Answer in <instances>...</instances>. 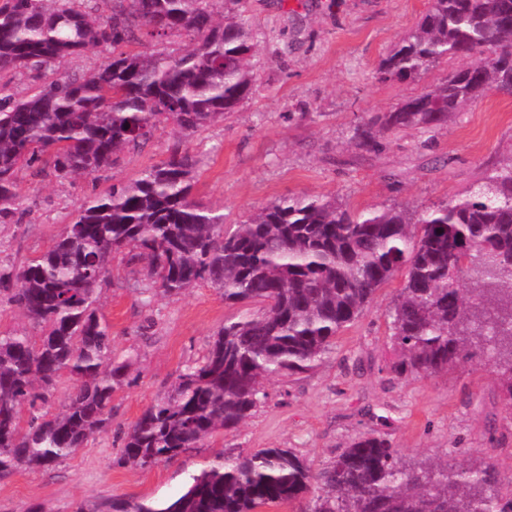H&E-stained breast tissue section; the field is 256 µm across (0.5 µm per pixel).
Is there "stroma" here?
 I'll use <instances>...</instances> for the list:
<instances>
[{
	"instance_id": "35a3bbf8",
	"label": "stroma",
	"mask_w": 512,
	"mask_h": 512,
	"mask_svg": "<svg viewBox=\"0 0 512 512\" xmlns=\"http://www.w3.org/2000/svg\"><path fill=\"white\" fill-rule=\"evenodd\" d=\"M427 0H248L257 81L224 121L189 135L197 160L193 199L220 207L228 223L289 195L336 198L344 206L425 210L464 194L486 171L512 159V94L489 92L455 119L422 134L357 149L354 129L373 112L417 97L463 67L439 62L419 79L379 80L378 69L426 11ZM176 136L160 128L143 147L119 154L91 177L58 179L24 171V213L0 223V262L44 253L92 193L137 179L164 159ZM403 273L379 288L369 309L335 339L313 369L265 380L267 399L231 432L147 469L119 464L129 428L178 375L206 355L211 334L239 307L209 284L146 299L144 262H112L99 308L116 352L129 358L125 385L112 397L99 433L55 468L0 478V512H74L105 498L167 500L216 454L291 448L315 466L332 463L368 432L388 439L403 465L448 462L492 466L512 479V410L493 359L440 374L394 377L400 357L389 312Z\"/></svg>"
}]
</instances>
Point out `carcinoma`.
<instances>
[{
	"instance_id": "1",
	"label": "carcinoma",
	"mask_w": 512,
	"mask_h": 512,
	"mask_svg": "<svg viewBox=\"0 0 512 512\" xmlns=\"http://www.w3.org/2000/svg\"><path fill=\"white\" fill-rule=\"evenodd\" d=\"M99 1L110 14L97 12ZM214 2L0 0V74L53 75L25 97L0 91L1 223L19 215L23 170L92 176L161 125L186 135L235 111L256 82L254 44L244 0H224L220 21ZM138 31L184 34L193 47L176 57L127 50ZM100 46L112 48L106 63L83 76L61 71ZM448 57L469 63L368 115L358 145L376 150L384 134L429 132L487 90L512 86V0H429L379 73L416 79ZM195 168L178 139L140 178L87 199L41 256L0 264V291L18 285L11 301L40 332L37 340L0 333V478L55 467L108 420L127 362L97 303L121 253L148 262L151 298L207 282L230 306L259 305L224 320L202 361L146 408L125 436L124 465L147 468L237 428L266 398L264 377L312 369L401 269L390 337L403 358L392 371L446 373L490 355L512 409V159L435 209L354 213L304 194L230 226L221 208L191 198ZM65 374L75 384L51 414L45 405ZM500 484L490 466L406 467L370 432L323 468L291 448L220 453L176 498L112 499L76 512H257L290 502L300 512H512V492Z\"/></svg>"
}]
</instances>
